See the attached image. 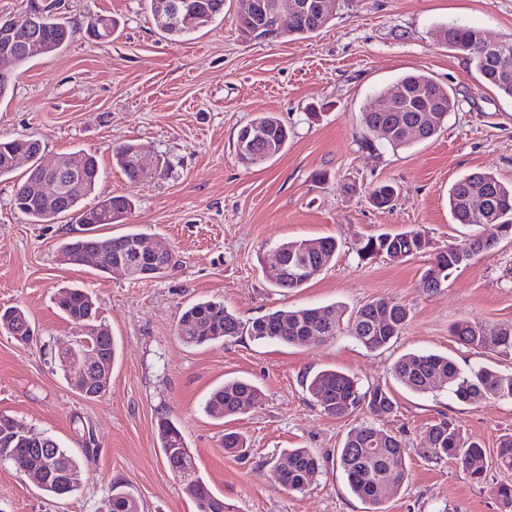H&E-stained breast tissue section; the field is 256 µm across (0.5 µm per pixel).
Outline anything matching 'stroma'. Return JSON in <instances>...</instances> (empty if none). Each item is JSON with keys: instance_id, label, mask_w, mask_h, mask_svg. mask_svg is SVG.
<instances>
[{"instance_id": "stroma-1", "label": "stroma", "mask_w": 512, "mask_h": 512, "mask_svg": "<svg viewBox=\"0 0 512 512\" xmlns=\"http://www.w3.org/2000/svg\"><path fill=\"white\" fill-rule=\"evenodd\" d=\"M49 4L76 35L19 70L0 99V140L36 136L46 163L78 149L95 152L103 170L95 198L129 193L135 201L126 223L101 227L100 235L137 230L165 244L177 263L147 280L63 263L60 246L81 225L70 216L32 223L14 207L17 178L0 179V308L22 306L35 332L27 345L0 332V412L70 449L82 470L80 488L61 501L0 462V512H103L116 481L126 483L141 512H196L160 446L164 417L177 422L198 474L235 512H368L339 470H320L292 493L269 467L288 448L335 454L363 424L413 448L445 418L495 455L499 437L512 433V401L462 404L444 386L417 394L391 368L415 351L512 372V360L450 334L462 319L512 322V241L454 271L441 288L423 282L438 251L473 233L454 223L450 187L475 172L512 183V99L482 86L466 56L443 46L436 32L456 23L491 39L512 37V0H340L320 31L274 42L241 34L240 0H227L222 19L180 38L157 28L149 0H0V17L21 24ZM95 14L117 20L111 39L85 34ZM408 73L448 86L455 111L429 141L397 150L365 143L361 111ZM267 113L288 124V143L265 166L244 169L234 159L236 133ZM127 143L164 157L167 169L130 186L112 163L114 149ZM380 181L398 187L392 208L369 202ZM411 229L425 233L427 252L399 262L359 260L367 237ZM327 236L340 245L330 267L303 287L274 286L268 266L278 244ZM71 286L93 293L98 319L118 344L108 389L95 399L72 389L58 366L59 349L78 330L54 297ZM379 298L410 310L401 336L384 350L345 334L296 346L242 335L189 347L175 336L182 310L197 300L224 303L247 325L278 309L336 303L351 310ZM321 369L348 374L364 389L387 388L394 413L328 415L303 384L306 373ZM230 378L253 382L260 396L243 413L213 419L205 401ZM228 432L245 438L247 456L225 450ZM407 473L385 512H505L499 487L512 482V471L492 466L474 483L456 463L413 454Z\"/></svg>"}]
</instances>
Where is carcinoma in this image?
<instances>
[{"label":"carcinoma","instance_id":"carcinoma-1","mask_svg":"<svg viewBox=\"0 0 512 512\" xmlns=\"http://www.w3.org/2000/svg\"><path fill=\"white\" fill-rule=\"evenodd\" d=\"M186 9L207 15L206 23L224 16L225 0H180ZM335 12H326L312 19H306L302 35H309L327 25ZM116 21L110 16L95 15L86 24V33L93 39L106 40L112 37ZM76 30L69 22L56 15L40 13L38 38L56 52L67 45ZM441 43L468 58L480 75L484 85L500 94L512 98V73L503 77L496 69L487 65L482 56L485 40L481 31L462 25H445L439 28ZM12 60L15 69L34 60V57L18 52L8 31L0 27V59ZM408 93L398 112H369L360 115L363 140L370 142L371 129L384 127L391 135L383 143L398 148L407 145L399 128L414 122L422 111L434 112V123L429 126L422 140L433 138L448 120V114L455 110L456 100L450 91L437 84L425 74H405L394 81ZM248 127L259 128L267 136L270 150L260 147L255 155L243 161L245 168L260 167L277 156L288 142V127L274 115L258 116L239 128L244 132ZM24 151L28 158L35 160L41 150V143L32 136L9 141H0V177L15 171L10 164L11 154ZM135 146L123 145L115 150L114 160L127 181L137 185L167 167L161 158L155 168L145 174L135 160ZM66 178L62 181V207L55 208L45 202L37 185V164H32L17 187L14 203L19 212L32 222L48 223L62 215L73 214L80 224L101 226L121 224L134 207L132 196L111 195L99 200L93 206H86L84 199L95 189L101 176L99 162L92 153L78 149L63 155ZM485 183L489 196L481 201L471 196L473 179ZM396 187L391 183H380L372 188L369 199L373 206L386 209L392 206ZM448 206L453 220L462 225L477 226L493 224L503 229V237L512 238V184L499 180L491 173L468 175L454 183L448 191ZM142 234L131 231L116 237L82 236L73 238L61 246V254L71 257V263H78L76 251L82 245L96 246L104 261L98 265L102 273H109V264L117 255L134 249ZM499 238L473 234L469 238L449 244L437 254L424 271V283L428 288L441 287L454 270L469 266L483 254L491 253L498 245ZM428 239L419 230H410L391 235L382 233L370 236L358 253L362 261L384 257L396 262L425 251ZM288 258L307 269L302 276L286 281H277L279 288H300L328 268L335 260L339 243L333 237L312 240H292L278 246ZM61 313L77 327L97 322L96 306L92 295L84 288L71 287L57 297ZM383 315L385 324L377 322ZM409 319V310L397 302L373 300L345 314L336 304L300 309L277 310L261 316L245 327L239 318L228 311L224 304L215 301H198L186 308L177 321V338L187 346L212 345L248 332L256 341H276L284 345H298L307 342L311 336L325 342L345 333L353 337L366 349L375 351L388 347L400 336ZM30 325L23 308L10 306L0 310V330L29 344L34 336L23 330ZM451 334L461 344L472 349L486 351L498 357L512 356V324H487L474 320L455 323ZM101 362L112 370L116 349L112 334L107 332L93 339ZM392 376L406 389L420 394L437 388V379L448 385L454 398L462 403L477 404L491 400H512V373H502L486 366L461 367L454 359L432 353L409 352L401 355L392 366ZM305 388L314 402L325 413L343 417L363 407L375 417L384 418L394 412L395 402L390 392L382 386L362 390L357 380L337 370H321L305 377ZM258 398L257 387L244 379H233L214 389L205 403V411L215 419L233 416L243 412L249 399ZM157 435L161 448L174 472H182L191 479V494L197 512H233L232 505L213 494L207 483L197 474L192 456L184 436L177 424L168 417L158 422ZM431 460H451L460 464L470 480L481 482L487 471V453L479 443L465 437L461 429L452 422L442 419L427 427L420 439L419 447L411 450L392 433L372 424L352 429L336 454L333 464L339 468L350 492L369 504L371 512H383L382 505L390 491L398 488L407 477L406 459L409 452ZM52 459L47 472L43 491L58 496V488L65 485L69 493L80 487L81 467L77 458L67 448L61 447L50 437H37L16 418L0 413V461L12 463L21 468L35 463L41 457ZM497 465L512 470V435L500 438L496 450ZM325 463L307 448H293L282 452L271 462L275 480L290 491L304 490L312 475ZM138 507L135 497L120 484L112 486V495L106 502V512H134Z\"/></svg>","mask_w":512,"mask_h":512}]
</instances>
